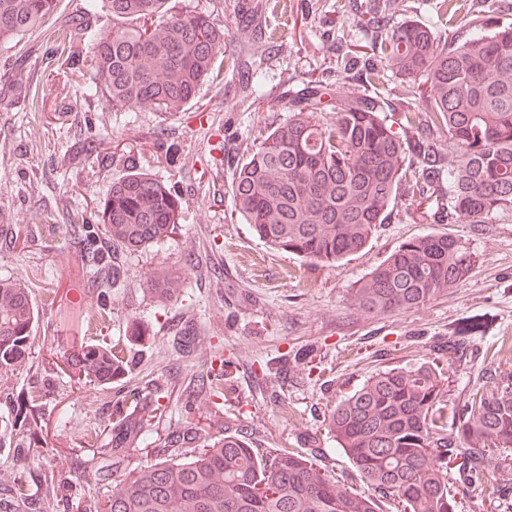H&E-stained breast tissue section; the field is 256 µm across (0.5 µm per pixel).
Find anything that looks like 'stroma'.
Instances as JSON below:
<instances>
[{
  "instance_id": "35a3bbf8",
  "label": "stroma",
  "mask_w": 512,
  "mask_h": 512,
  "mask_svg": "<svg viewBox=\"0 0 512 512\" xmlns=\"http://www.w3.org/2000/svg\"><path fill=\"white\" fill-rule=\"evenodd\" d=\"M369 0H172L179 12L208 15L227 26V55L262 59L264 107L253 110L245 72L203 84L187 111L164 115L112 108L76 92L94 78L91 64L55 74L46 59L54 23L0 47V278L33 290L38 312L33 365L11 375L14 389L39 387L54 467L77 479L87 498L112 492L100 469L109 464L112 405L160 387V408L145 422L152 440L184 419L182 395L210 365L226 361L224 405L202 407L195 421L207 432L241 429L263 454L316 453L317 462L350 490L370 494L329 433L333 406L374 373L430 362L448 377V414H459L485 370L512 375V211L487 224L419 220L398 197L366 248L335 266L304 262L255 238L237 214L232 174L266 130L287 121L289 102L310 78L343 75L350 46L371 40L359 24ZM512 22V0H463L452 23L438 27L456 42L469 37L474 7ZM147 173L178 192L181 219L169 238L124 252L126 276L110 303L92 288L94 270L69 226L96 209L113 181ZM33 238L19 244L16 227ZM449 233L473 257L468 277L423 306L381 315L349 305L348 291L405 239ZM182 277L178 300L160 304L144 293L147 278ZM68 294L84 316L63 318L47 299ZM470 327L466 371L442 347ZM142 340H131L132 331ZM131 346L134 366L103 388L69 376L62 353L76 339ZM311 349L303 367L294 355ZM496 481L484 499L462 493L456 472L448 485L460 512H512V448L496 451Z\"/></svg>"
}]
</instances>
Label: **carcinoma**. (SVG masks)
Instances as JSON below:
<instances>
[{
	"label": "carcinoma",
	"mask_w": 512,
	"mask_h": 512,
	"mask_svg": "<svg viewBox=\"0 0 512 512\" xmlns=\"http://www.w3.org/2000/svg\"><path fill=\"white\" fill-rule=\"evenodd\" d=\"M60 0H0V46L42 27ZM112 15V31L97 39L88 24L67 27L58 70L84 63L91 47L95 77L88 100L120 110L149 107L184 112L200 86L219 77L217 62L233 72L238 60L224 55L225 32L201 13L172 10L169 0H85V15L98 8ZM471 21L461 44L440 42L433 27L408 21L391 28L375 12L365 25L373 63L368 82L389 69L408 79L422 99L406 107L402 133L379 116L377 103L351 93L339 97L331 85L310 81L292 104L288 121L272 128L240 164L232 182L235 210L254 235L275 250L334 265L364 249L399 191L411 203L435 199L421 216L440 213L448 223L486 224L512 210V23ZM330 112V119L318 117ZM453 154L441 165L445 151ZM416 166H404L406 154ZM448 192L432 193L442 179ZM181 201L165 182L132 173L112 188L90 219L71 225L81 241L94 240L91 223L103 224L112 247H87L104 269L96 284L101 298L124 277L120 254L156 244L173 233ZM472 254L451 234L428 233L402 242L381 264L350 288V306L365 314L418 307L446 295L467 276ZM182 281L158 276L146 292L160 303L181 293ZM36 307L30 288L0 278V374L29 367ZM68 371L81 382L108 385L130 371L131 350L81 343L63 352ZM218 378L207 374L186 397L181 429L161 441L165 459L123 465L126 448L150 447L138 425L150 406L112 411L118 446L105 475L116 490L82 512H380L389 498L402 512H457L448 488L449 466L466 492L480 497L493 466L491 453L512 447V384L497 373L469 393L463 411L448 427V386L438 367L423 363L369 377L341 399L328 417L329 432L374 494L355 493L330 478L310 459L294 454L265 458L240 431L212 437L191 418L195 403L224 397ZM38 396L0 386V447L40 442L43 416ZM202 442L189 456L187 444ZM72 480L61 470L40 474L49 499L68 498Z\"/></svg>",
	"instance_id": "1"
}]
</instances>
